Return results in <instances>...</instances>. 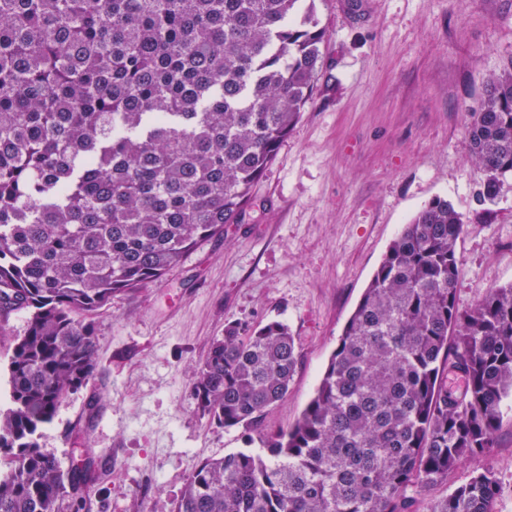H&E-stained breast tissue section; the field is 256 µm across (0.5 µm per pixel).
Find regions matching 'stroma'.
<instances>
[{
  "label": "stroma",
  "mask_w": 512,
  "mask_h": 512,
  "mask_svg": "<svg viewBox=\"0 0 512 512\" xmlns=\"http://www.w3.org/2000/svg\"><path fill=\"white\" fill-rule=\"evenodd\" d=\"M329 34L314 93L240 223L163 281L114 294L94 316L99 366L39 444L90 466L92 512H171L196 465L245 447L204 417L192 371L230 322L288 324L301 361L259 430L288 429L313 397L344 326L404 225L434 198L463 220L460 309L512 284V178L481 197L466 133L485 83L512 58V0H316ZM494 470L512 512V408L496 446L447 481L412 491L430 512L473 470Z\"/></svg>",
  "instance_id": "obj_1"
}]
</instances>
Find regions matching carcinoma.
Listing matches in <instances>:
<instances>
[{
	"mask_svg": "<svg viewBox=\"0 0 512 512\" xmlns=\"http://www.w3.org/2000/svg\"><path fill=\"white\" fill-rule=\"evenodd\" d=\"M299 0H0V315L29 312L0 407V512H86L89 467L41 428L97 369L90 317L224 234L310 100L328 37ZM483 200L512 176V58L469 113ZM459 213L436 198L389 246L286 431L198 464L171 512H410L496 445L512 397V284L456 303ZM299 362L288 325L224 327L191 393L257 429ZM445 369L466 380L459 392ZM474 470L432 512H493Z\"/></svg>",
	"mask_w": 512,
	"mask_h": 512,
	"instance_id": "1",
	"label": "carcinoma"
}]
</instances>
